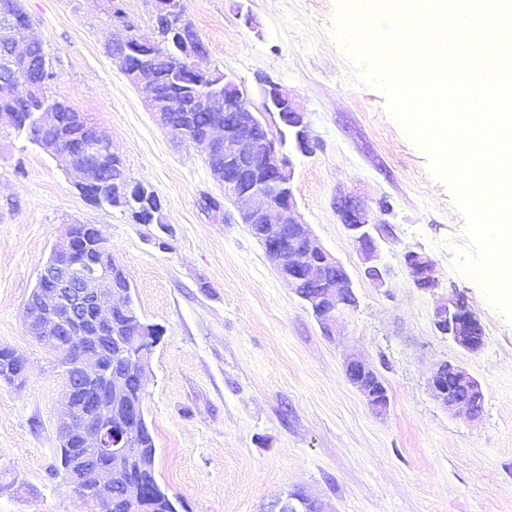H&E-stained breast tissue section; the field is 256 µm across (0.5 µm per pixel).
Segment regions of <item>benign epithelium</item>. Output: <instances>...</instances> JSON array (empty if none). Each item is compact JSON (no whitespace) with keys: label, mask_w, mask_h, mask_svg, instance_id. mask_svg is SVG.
Masks as SVG:
<instances>
[{"label":"benign epithelium","mask_w":512,"mask_h":512,"mask_svg":"<svg viewBox=\"0 0 512 512\" xmlns=\"http://www.w3.org/2000/svg\"><path fill=\"white\" fill-rule=\"evenodd\" d=\"M154 14L170 25V30L159 40L157 30L125 29L121 41L134 51L157 43L173 44L180 53V74L184 77V90L196 86L191 81L196 63L206 60L205 45L198 34L185 25L186 9L179 8L177 0H154ZM30 27L25 14H5L0 17V37L6 49L0 54V97L29 99L36 95L33 83L27 79L26 62L32 35L24 40H13L11 35L21 28ZM113 63L135 85L143 88L150 110L158 124L175 140H182L180 130L164 121L165 114L155 111L156 99L150 79L139 70L128 68L126 58L112 57ZM219 88H213L206 101L215 112L224 113V121L215 122L201 142L206 156L215 150L224 151V172L211 171L213 180L224 190V200H248L250 206L239 210L241 223L249 225L258 234L266 256L281 279L292 288L310 310L318 315V322L328 333L338 324L352 295V280L343 264L307 230L297 212L293 187V162L284 150L285 140L276 136L269 125L258 116L239 85L228 76H221ZM26 93H17L18 87ZM261 111L277 116L279 123L292 119L297 145L303 149L314 146L308 133L304 110L296 98L279 84L266 83L261 87ZM49 154L60 156L70 165L76 177V187L89 186L92 164L113 153L110 136L101 132L85 139L67 150L50 145ZM336 214L344 224L365 261V275L383 287L390 270L381 259L382 234L375 218L349 193L340 191L334 201ZM298 225L295 236L288 240V247L280 244L284 226ZM110 253L107 242L99 229L88 224L80 229L71 224L64 237L54 243L53 258L48 260L37 279L39 302L25 309L26 327L35 339L49 347L60 357L79 351L84 370L91 374L101 371L96 353L99 337L112 327V312L122 308L125 290L112 287V283L126 278L123 268L92 260L89 253ZM336 268V279L331 283H318V264ZM403 264L412 279L433 290L439 285V272L434 261L423 252L408 251ZM316 287L309 293L301 292L303 282ZM433 325L437 333L448 338L456 347L469 353L480 352L486 344L481 321L465 300L456 293L437 301L433 311ZM128 329L135 338L136 350L132 363L141 383H146L149 358L155 345L153 333L136 318L128 322ZM374 374L371 366L351 358L345 364L348 382L366 398L368 405L377 412L385 411L390 399L387 390H372L369 379ZM428 384L434 399L452 414L480 416L477 405L484 394L480 383L462 366L450 361L437 362L430 371ZM102 391L65 382L64 402L57 414L61 441L78 448H91L94 456L76 452L66 475L74 492L86 497L87 476H92L96 489L98 512H112V500L103 494L111 483L112 474L130 464L131 449L127 444L125 424H116L112 414L95 409V400ZM145 495L143 483L133 478L126 490L127 501L134 507L140 505ZM312 496L301 491L278 498L269 512H305L306 500Z\"/></svg>","instance_id":"obj_1"}]
</instances>
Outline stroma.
Masks as SVG:
<instances>
[{
	"label": "stroma",
	"instance_id": "stroma-1",
	"mask_svg": "<svg viewBox=\"0 0 512 512\" xmlns=\"http://www.w3.org/2000/svg\"><path fill=\"white\" fill-rule=\"evenodd\" d=\"M117 3L152 25L153 0H22L31 32L56 72L48 94L104 128L129 179L150 185L161 221L90 204L64 159L0 124V345L24 356L22 381L0 384V512H93L54 473L56 413L65 378L53 353L29 335L25 306L54 242L68 225H96L130 281L142 319L161 336L147 373L144 412L157 478L179 512H266L292 488L328 512H512V321L480 285L454 272L468 244L466 220L428 156L388 113L379 90L356 80L334 33L336 0H185L208 62L260 107L257 78L288 89L303 106L317 146L295 154L298 212L342 262L358 298L334 335L279 277L247 225L225 203L204 152L173 141L145 95L104 46ZM374 212L391 275L376 287L334 208L337 190ZM440 273L418 288L406 251ZM462 293L480 319L485 347L456 348L436 332L439 296ZM366 361L390 396L376 413L346 379ZM450 360L481 384L476 419L443 409L428 387L434 363Z\"/></svg>",
	"mask_w": 512,
	"mask_h": 512
}]
</instances>
